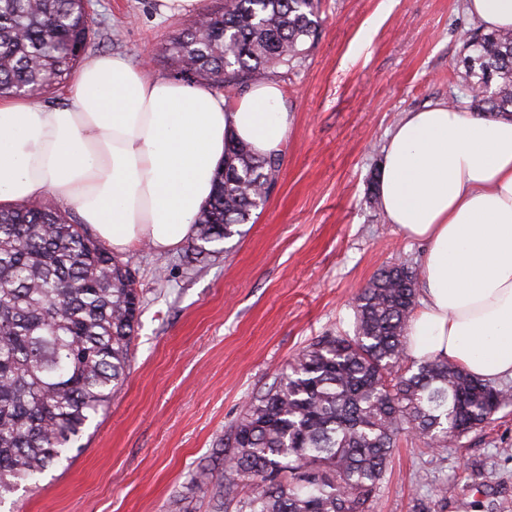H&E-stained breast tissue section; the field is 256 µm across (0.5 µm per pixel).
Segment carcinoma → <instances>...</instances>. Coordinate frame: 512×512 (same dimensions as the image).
<instances>
[{"mask_svg":"<svg viewBox=\"0 0 512 512\" xmlns=\"http://www.w3.org/2000/svg\"><path fill=\"white\" fill-rule=\"evenodd\" d=\"M320 25L317 0H224L166 51L183 73L224 78L232 99L302 62ZM92 31L83 0H0V98L37 100L64 84ZM466 51L468 108L512 115V31L474 21ZM280 165L278 153L227 146L194 255L241 234ZM419 279L404 263L379 269L355 298L354 335L317 337L250 398L194 479L212 512H368L400 436L446 448L512 403L511 387L409 357ZM140 308L129 264L52 200L0 210V501L70 462L126 377ZM243 481L254 491L241 498Z\"/></svg>","mask_w":512,"mask_h":512,"instance_id":"cac0c4a2","label":"carcinoma"}]
</instances>
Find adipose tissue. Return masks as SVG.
<instances>
[{
    "mask_svg": "<svg viewBox=\"0 0 512 512\" xmlns=\"http://www.w3.org/2000/svg\"><path fill=\"white\" fill-rule=\"evenodd\" d=\"M463 7L486 30H512V0ZM287 130L275 82L229 104L125 55H96L73 72L65 104L0 101V208L51 193L113 253L143 241L168 251L191 235L227 143L276 153ZM378 198L387 223L425 245L409 356L512 380V119L440 103L403 113Z\"/></svg>",
    "mask_w": 512,
    "mask_h": 512,
    "instance_id": "1",
    "label": "adipose tissue"
}]
</instances>
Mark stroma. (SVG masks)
<instances>
[{
  "instance_id": "stroma-1",
  "label": "stroma",
  "mask_w": 512,
  "mask_h": 512,
  "mask_svg": "<svg viewBox=\"0 0 512 512\" xmlns=\"http://www.w3.org/2000/svg\"><path fill=\"white\" fill-rule=\"evenodd\" d=\"M319 12L306 58L273 75L288 112L274 191L204 262L188 264L184 245L123 253L143 297L126 378L69 467L20 484L0 512H212L191 479L244 404L314 338L353 333V297L377 270L420 266L423 244L387 224L372 183L403 113L462 96L471 19L462 0H319ZM93 17L87 56L179 77L164 48L193 15L93 0ZM419 499L432 512H512V406L445 448L401 438L370 512H413Z\"/></svg>"
}]
</instances>
